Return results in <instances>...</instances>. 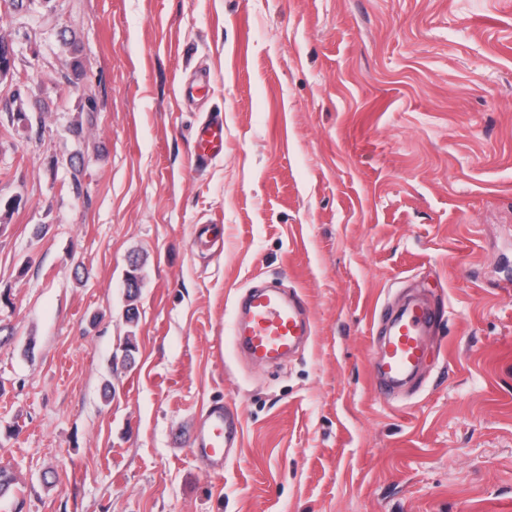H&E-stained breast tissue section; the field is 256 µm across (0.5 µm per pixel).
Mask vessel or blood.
I'll return each instance as SVG.
<instances>
[{"label": "vessel or blood", "mask_w": 512, "mask_h": 512, "mask_svg": "<svg viewBox=\"0 0 512 512\" xmlns=\"http://www.w3.org/2000/svg\"><path fill=\"white\" fill-rule=\"evenodd\" d=\"M224 152V120L216 116L197 131L193 158L206 166ZM438 320L426 302L405 308L390 326L377 377L387 387L403 384L427 356L425 333ZM313 324L300 294L284 295L275 288H255L238 298L231 324L236 350L257 364H272L295 352L311 336ZM241 421L229 408L210 409L204 431L195 439L201 456L219 469L241 446Z\"/></svg>", "instance_id": "1"}]
</instances>
